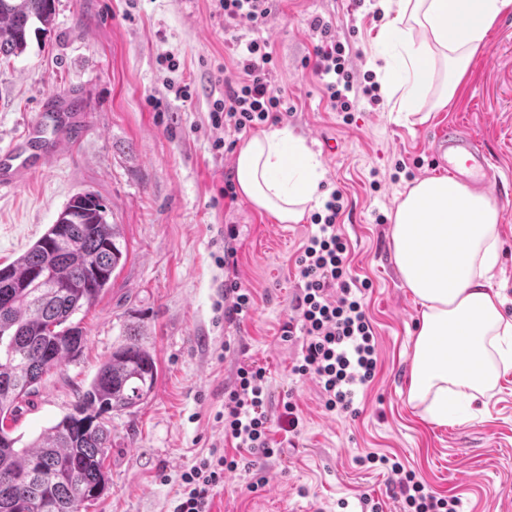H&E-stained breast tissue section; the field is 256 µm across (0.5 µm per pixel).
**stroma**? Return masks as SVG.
Returning a JSON list of instances; mask_svg holds the SVG:
<instances>
[{
  "mask_svg": "<svg viewBox=\"0 0 512 512\" xmlns=\"http://www.w3.org/2000/svg\"><path fill=\"white\" fill-rule=\"evenodd\" d=\"M373 0H280L262 35L274 49V90L288 104L285 124L321 155L322 194L340 191L337 225L378 343L374 381L357 396L358 415L327 414L320 389L292 373L299 342L281 338L298 291L294 261L310 218L282 224L244 198L218 200L234 152H217L209 113L224 93L218 67L230 64L219 0H56L54 25L31 35L25 52L0 64V149L60 95L81 102V133L23 185L0 192V265L24 254L71 196L97 194L120 225L127 261L82 317L81 356L46 375L21 404L14 436L30 442L72 411L100 365L137 326L158 376L140 405L106 413L110 487L87 512H168L181 472L224 444L215 416L239 366L266 370L269 414L292 396L298 433L272 429L280 457L267 483L250 492L245 469L225 474L211 512H359L370 494L399 512L390 475L365 458L398 459L461 512H512V373L486 400L483 420L437 425L407 398L418 305L391 259V214L412 181L435 175V132L459 124L492 160L500 213V263L512 313V13L492 27L455 98L415 126L397 123L387 98H360L349 114L331 111L312 69L308 22L332 19L351 48L357 86L379 84L374 37L383 20ZM190 99L178 96L182 85ZM335 141L336 151L324 150ZM237 225L239 278L255 306L240 328L225 324L219 231Z\"/></svg>",
  "mask_w": 512,
  "mask_h": 512,
  "instance_id": "obj_1",
  "label": "stroma"
}]
</instances>
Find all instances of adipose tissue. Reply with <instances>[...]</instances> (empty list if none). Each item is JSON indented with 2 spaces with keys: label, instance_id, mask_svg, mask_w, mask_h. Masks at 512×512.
I'll return each mask as SVG.
<instances>
[{
  "label": "adipose tissue",
  "instance_id": "1",
  "mask_svg": "<svg viewBox=\"0 0 512 512\" xmlns=\"http://www.w3.org/2000/svg\"><path fill=\"white\" fill-rule=\"evenodd\" d=\"M376 58L397 122L447 108L512 0H378ZM319 153L289 127L238 148L239 194L283 224L319 205ZM499 211L484 191L452 178L414 180L392 215V260L417 298L409 401L428 421L466 423L470 407L512 372V317L491 278L500 260Z\"/></svg>",
  "mask_w": 512,
  "mask_h": 512
}]
</instances>
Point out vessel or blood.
Wrapping results in <instances>:
<instances>
[{"instance_id": "obj_1", "label": "vessel or blood", "mask_w": 512, "mask_h": 512, "mask_svg": "<svg viewBox=\"0 0 512 512\" xmlns=\"http://www.w3.org/2000/svg\"><path fill=\"white\" fill-rule=\"evenodd\" d=\"M55 105L56 112L38 114L23 142L0 150V190L21 185L35 167L45 164L73 138L77 113L68 111L64 99H57ZM433 148L439 172L489 182L491 160L467 133L457 128L440 129L434 136Z\"/></svg>"}]
</instances>
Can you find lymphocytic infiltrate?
Instances as JSON below:
<instances>
[{"mask_svg":"<svg viewBox=\"0 0 512 512\" xmlns=\"http://www.w3.org/2000/svg\"><path fill=\"white\" fill-rule=\"evenodd\" d=\"M219 4L224 29L230 34L234 71L225 77L224 97L214 102L210 112L212 126L220 132L213 142L217 151L223 150L227 134L275 125L288 115L283 98L271 86L273 49L257 36L273 15L275 0H219ZM242 25L253 30V37L239 35ZM309 28L316 36L313 69L325 81L328 105L336 112L349 111L353 75L344 56L345 47L333 34L331 21L317 16ZM343 208V196L335 190L325 201L323 212L313 214L316 230L307 236L295 260L298 293L293 313L281 328L282 340L301 342L293 374L316 381L329 413L353 411L358 388L373 381L378 362L376 336L364 310L362 289L350 272L347 244L336 228ZM221 235L224 320L238 324L253 309L254 297L238 277L236 225H225ZM268 400L265 368L239 366L233 385L224 390V409L216 415L224 427L225 440L236 453L231 456L214 448L184 470L172 512H211L215 488L223 485L225 473L235 471L240 464L237 452L245 450L265 460L279 456V449L270 441L272 426L294 433L302 418L293 399L286 398L278 419H270ZM389 470L403 512H458V499L438 496L400 462H392Z\"/></svg>","mask_w":512,"mask_h":512,"instance_id":"1","label":"lymphocytic infiltrate"}]
</instances>
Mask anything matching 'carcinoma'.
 <instances>
[{
    "label": "carcinoma",
    "mask_w": 512,
    "mask_h": 512,
    "mask_svg": "<svg viewBox=\"0 0 512 512\" xmlns=\"http://www.w3.org/2000/svg\"><path fill=\"white\" fill-rule=\"evenodd\" d=\"M55 17L56 0H0V60L21 55L30 30H48ZM104 213L95 193L74 194L28 251L0 267V512L87 509L109 484L103 414L135 407L153 391L155 358L130 327L72 412L21 448L8 426L44 375L82 354L86 336L74 317L127 261L120 226ZM42 272L58 287L39 282Z\"/></svg>",
    "instance_id": "1"
}]
</instances>
